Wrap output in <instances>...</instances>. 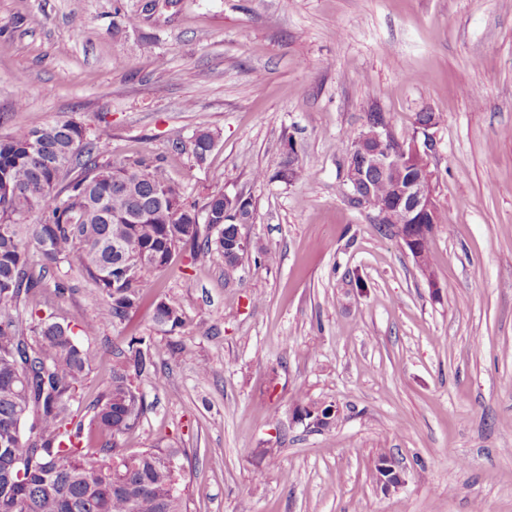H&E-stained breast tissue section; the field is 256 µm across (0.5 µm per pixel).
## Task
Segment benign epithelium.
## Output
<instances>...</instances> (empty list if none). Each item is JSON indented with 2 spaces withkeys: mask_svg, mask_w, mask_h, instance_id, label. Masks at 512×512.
<instances>
[{
  "mask_svg": "<svg viewBox=\"0 0 512 512\" xmlns=\"http://www.w3.org/2000/svg\"><path fill=\"white\" fill-rule=\"evenodd\" d=\"M393 132L389 125L380 124L358 133L354 142L349 146L342 165V181L346 186V197L349 203L358 209L364 208L366 195L362 193L374 176L389 178L401 172V169L415 155L427 157L433 147L432 141L425 143L424 149L412 146V150L388 151L384 144L392 138ZM436 172L431 166L422 169L415 179H409L400 184L397 196L393 198L396 206L404 209L410 226L407 232H398L396 237L416 250V232L429 233L433 231L431 224L435 201L432 190ZM378 480L385 488L397 487L402 477L396 464L386 458L378 464Z\"/></svg>",
  "mask_w": 512,
  "mask_h": 512,
  "instance_id": "7a95c632",
  "label": "benign epithelium"
}]
</instances>
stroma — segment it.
<instances>
[{
  "label": "stroma",
  "mask_w": 512,
  "mask_h": 512,
  "mask_svg": "<svg viewBox=\"0 0 512 512\" xmlns=\"http://www.w3.org/2000/svg\"><path fill=\"white\" fill-rule=\"evenodd\" d=\"M140 5L0 0V137L110 124L108 157L163 155L189 200L250 196L245 231L275 261L184 252L146 273L129 321L79 338L82 415L148 336L151 410L123 445L180 449L188 512H512V0H177L125 27ZM371 110L399 137L439 118L435 284L345 197L346 134ZM174 128L218 139L199 163ZM289 139L307 170L292 184L274 177ZM30 263L49 302L34 321L97 312L75 262ZM161 300L181 327L155 324ZM301 398L337 404L335 424L295 420ZM382 454L400 486L377 483Z\"/></svg>",
  "instance_id": "1"
}]
</instances>
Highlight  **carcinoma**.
<instances>
[{"instance_id":"1","label":"carcinoma","mask_w":512,"mask_h":512,"mask_svg":"<svg viewBox=\"0 0 512 512\" xmlns=\"http://www.w3.org/2000/svg\"><path fill=\"white\" fill-rule=\"evenodd\" d=\"M194 138L202 162L216 135L201 129ZM109 139L107 127L89 139L74 121H33L0 138V512H187L181 474L165 461L177 450L154 445L127 452L117 445L150 409L134 379L155 370L151 340L127 342V370L112 372L111 384L90 404L88 424H72L91 351L67 326H25L20 307L42 287L29 248L48 264L77 262L95 283L104 303L81 322L88 336L103 323L126 320L139 306L145 272L167 268L186 246L195 262L216 252L227 267L241 264L246 253L238 227L253 223L254 204L238 209L221 190L206 194L201 205L188 201L160 155L101 163ZM305 173L303 162L285 153L274 177L298 181ZM393 195V180L373 179L371 207H386ZM201 224L218 227L216 235L202 232ZM418 249L419 270L432 283L429 240L421 239ZM131 252L147 257V271L113 270ZM154 320L173 330L183 323V309L161 300ZM86 435L101 442V457L86 451ZM13 457L30 463L21 479L8 478Z\"/></svg>"}]
</instances>
